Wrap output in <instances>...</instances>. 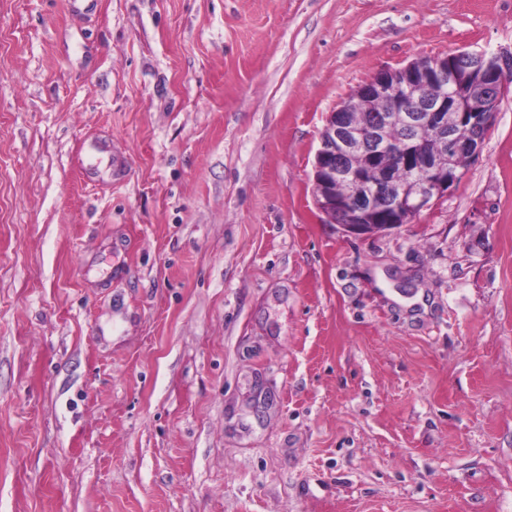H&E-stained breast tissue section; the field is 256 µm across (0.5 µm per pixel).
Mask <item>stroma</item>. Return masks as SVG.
Here are the masks:
<instances>
[{
	"label": "stroma",
	"mask_w": 512,
	"mask_h": 512,
	"mask_svg": "<svg viewBox=\"0 0 512 512\" xmlns=\"http://www.w3.org/2000/svg\"><path fill=\"white\" fill-rule=\"evenodd\" d=\"M512 0H0V512H512V90L373 236L315 153Z\"/></svg>",
	"instance_id": "obj_1"
}]
</instances>
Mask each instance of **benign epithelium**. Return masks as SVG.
Here are the masks:
<instances>
[{"label": "benign epithelium", "mask_w": 512, "mask_h": 512, "mask_svg": "<svg viewBox=\"0 0 512 512\" xmlns=\"http://www.w3.org/2000/svg\"><path fill=\"white\" fill-rule=\"evenodd\" d=\"M474 63L486 70L484 93L479 96L477 108L493 112L509 88L512 48L459 50L433 59L429 66L415 61L399 69H383L361 86V93L376 99L398 96L403 100L401 111L407 113L408 121L435 123L437 131H445L448 121L455 119L448 113V89L458 86L461 70ZM350 111L352 107L346 102L327 118L315 156L313 193L324 222L334 224L336 217L344 213L346 217L340 227L354 235L370 236L410 222L458 182L459 174L448 167L449 155L478 153L473 141L450 140L446 136L442 154L434 158L407 144L393 149L379 134L380 123L395 116L386 114L382 122L362 130L347 123L344 113ZM391 151L400 156L407 172L418 180L409 195L392 190L393 179L382 161V155ZM342 178L351 179L359 188L370 186L372 192L356 191L338 198L332 193V185Z\"/></svg>", "instance_id": "benign-epithelium-1"}]
</instances>
